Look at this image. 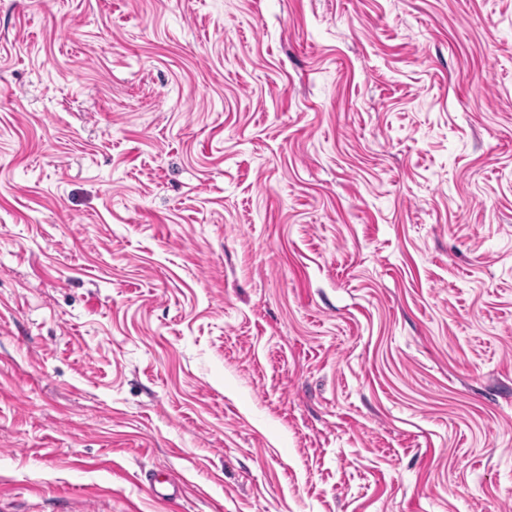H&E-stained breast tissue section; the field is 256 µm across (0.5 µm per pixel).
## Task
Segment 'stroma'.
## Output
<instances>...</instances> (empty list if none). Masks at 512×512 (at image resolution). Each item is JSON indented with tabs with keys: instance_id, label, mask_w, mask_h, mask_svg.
<instances>
[{
	"instance_id": "obj_1",
	"label": "stroma",
	"mask_w": 512,
	"mask_h": 512,
	"mask_svg": "<svg viewBox=\"0 0 512 512\" xmlns=\"http://www.w3.org/2000/svg\"><path fill=\"white\" fill-rule=\"evenodd\" d=\"M86 500L512 512V0H0V512Z\"/></svg>"
}]
</instances>
